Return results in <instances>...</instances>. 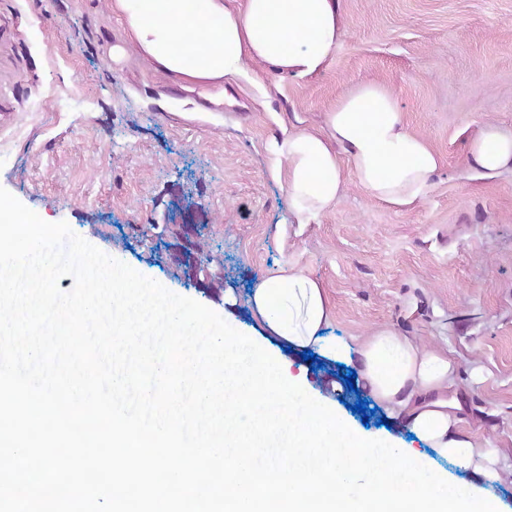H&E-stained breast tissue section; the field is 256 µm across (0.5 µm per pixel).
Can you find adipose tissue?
<instances>
[{
  "mask_svg": "<svg viewBox=\"0 0 512 512\" xmlns=\"http://www.w3.org/2000/svg\"><path fill=\"white\" fill-rule=\"evenodd\" d=\"M134 52L181 87H223L254 81L252 65L303 79L333 60L342 29L338 0H109ZM271 174L284 181L288 208L308 224L329 212L345 188L343 170L371 198L390 205L424 201L439 160L407 125L393 92L365 82L325 114L324 132H283L270 147ZM470 164L494 175L512 168V134L486 124L469 146ZM252 301L266 328L298 350L317 345L331 306L321 283L286 268L257 284ZM351 359L371 399L444 460L501 476L498 449L466 429L457 365L436 349L382 328L357 345L328 344Z\"/></svg>",
  "mask_w": 512,
  "mask_h": 512,
  "instance_id": "1",
  "label": "adipose tissue"
}]
</instances>
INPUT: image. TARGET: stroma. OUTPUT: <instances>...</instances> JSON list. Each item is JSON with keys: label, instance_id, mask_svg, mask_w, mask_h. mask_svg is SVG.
<instances>
[{"label": "stroma", "instance_id": "stroma-1", "mask_svg": "<svg viewBox=\"0 0 512 512\" xmlns=\"http://www.w3.org/2000/svg\"><path fill=\"white\" fill-rule=\"evenodd\" d=\"M341 45L323 72L261 73L217 106L155 74L136 56L114 61L124 31L109 0H0V187L48 222H66L106 254L175 294L227 313L271 352L250 297L289 264L330 300L326 340L382 327L445 350L458 365L469 431L512 460V170L482 176L468 147L484 124L512 132V0H339ZM395 95L409 127L440 159L425 201L393 206L347 179L312 224L288 210L269 173L283 130H319L359 83ZM194 117H186L187 108ZM188 196L224 253L223 289L204 290L138 246V227ZM236 303L224 304L225 290ZM285 351V350H284ZM312 394L344 401L364 439L416 448L452 482L512 512V482L447 462L398 424L354 413L336 361L307 370Z\"/></svg>", "mask_w": 512, "mask_h": 512}]
</instances>
